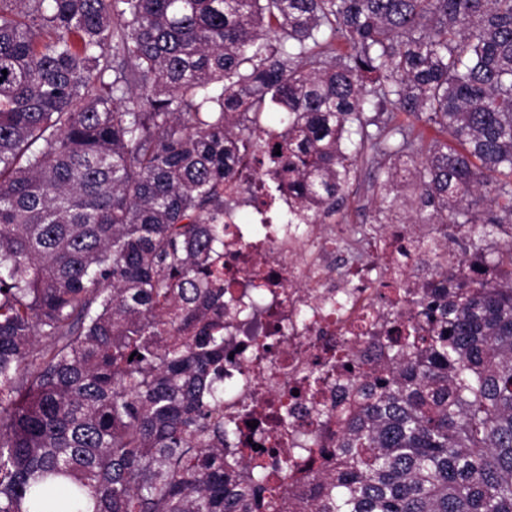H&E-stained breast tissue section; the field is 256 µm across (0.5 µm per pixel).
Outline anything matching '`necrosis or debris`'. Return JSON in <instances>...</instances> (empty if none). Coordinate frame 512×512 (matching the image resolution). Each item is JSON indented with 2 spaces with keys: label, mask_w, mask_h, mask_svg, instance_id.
<instances>
[{
  "label": "necrosis or debris",
  "mask_w": 512,
  "mask_h": 512,
  "mask_svg": "<svg viewBox=\"0 0 512 512\" xmlns=\"http://www.w3.org/2000/svg\"><path fill=\"white\" fill-rule=\"evenodd\" d=\"M287 198L253 208L252 221L224 216L222 261L232 273L224 292L225 423L240 474L252 469V445L292 459L268 482L282 512H303L305 476L319 449L336 445V411L359 374L382 372L383 342L404 336L417 298L434 284L433 266L467 274L441 224H376L361 235L348 224H291ZM349 359L344 371L335 353ZM327 372L316 399L295 396L314 361Z\"/></svg>",
  "instance_id": "1"
}]
</instances>
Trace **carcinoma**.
<instances>
[{
  "mask_svg": "<svg viewBox=\"0 0 512 512\" xmlns=\"http://www.w3.org/2000/svg\"><path fill=\"white\" fill-rule=\"evenodd\" d=\"M369 160L414 187L373 221L471 225L475 276L418 298L309 512H512V0H0V512H278L214 416L224 210L256 163L342 216Z\"/></svg>",
  "mask_w": 512,
  "mask_h": 512,
  "instance_id": "cac0c4a2",
  "label": "carcinoma"
}]
</instances>
